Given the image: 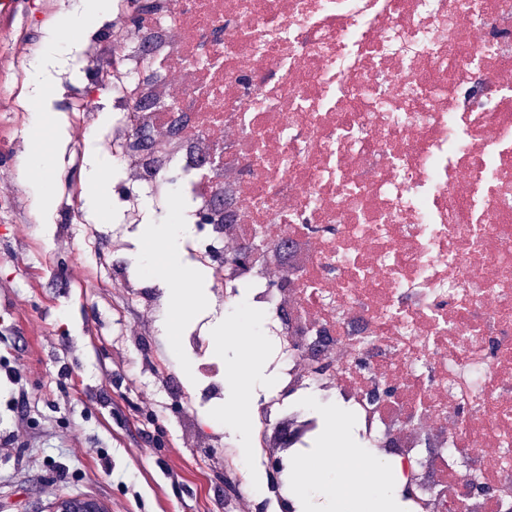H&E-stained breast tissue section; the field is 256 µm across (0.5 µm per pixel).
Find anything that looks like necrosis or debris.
Here are the masks:
<instances>
[{"label":"necrosis or debris","instance_id":"4bbe7bcc","mask_svg":"<svg viewBox=\"0 0 512 512\" xmlns=\"http://www.w3.org/2000/svg\"><path fill=\"white\" fill-rule=\"evenodd\" d=\"M104 26L65 33L112 111L72 88L75 140L126 223L196 225L230 343L278 374L220 460L240 512L328 427L367 451L338 501L384 464L405 512H512V0H113Z\"/></svg>","mask_w":512,"mask_h":512}]
</instances>
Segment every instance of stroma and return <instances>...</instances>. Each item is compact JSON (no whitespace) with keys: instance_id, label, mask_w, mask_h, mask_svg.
I'll return each mask as SVG.
<instances>
[{"instance_id":"stroma-1","label":"stroma","mask_w":512,"mask_h":512,"mask_svg":"<svg viewBox=\"0 0 512 512\" xmlns=\"http://www.w3.org/2000/svg\"><path fill=\"white\" fill-rule=\"evenodd\" d=\"M6 17L14 33L40 41L69 22L48 13L43 0H19ZM21 97L23 122L0 112V135L10 141L25 139L28 125L38 124L41 103L31 82ZM38 126L46 136L41 155L11 158L27 201L0 210V437L18 419L28 424L14 454L0 458V512H48L64 497L97 499L107 512H229L224 473L213 459L228 447H251L247 428L216 424L221 408L205 406L197 412L203 447H185L182 437L186 393L237 359L213 333L224 315L208 308L181 315L168 306L158 313L155 334L130 344L128 329L142 302L116 286L117 271L142 256L157 271L188 266L170 252V226L154 211L143 217L156 230L153 240H140L132 229L122 252L108 248L123 230L122 214L110 204L93 208L83 199L76 213L58 206L44 214L38 193L57 195L60 182L84 189L99 151L87 146L72 166L69 151L56 149L54 127ZM175 319L189 328L202 324L210 356L179 346L168 330ZM18 360L26 373L16 382L7 369ZM145 402L153 416L142 413ZM90 448L100 457L87 456Z\"/></svg>"}]
</instances>
